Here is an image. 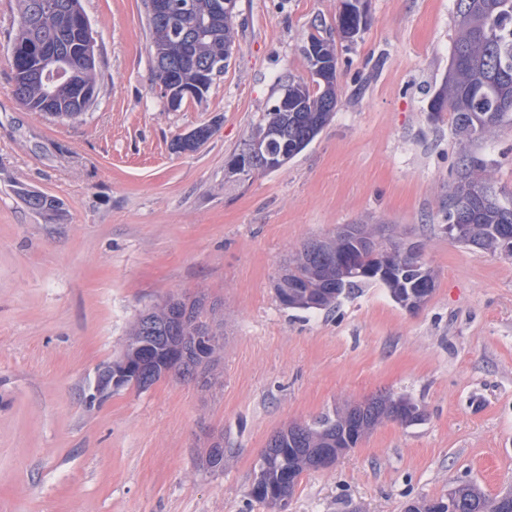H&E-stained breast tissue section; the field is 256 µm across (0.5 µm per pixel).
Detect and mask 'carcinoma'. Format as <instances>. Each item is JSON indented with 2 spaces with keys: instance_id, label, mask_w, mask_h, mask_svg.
<instances>
[{
  "instance_id": "1",
  "label": "carcinoma",
  "mask_w": 512,
  "mask_h": 512,
  "mask_svg": "<svg viewBox=\"0 0 512 512\" xmlns=\"http://www.w3.org/2000/svg\"><path fill=\"white\" fill-rule=\"evenodd\" d=\"M39 0H19L20 15L12 46L21 53L13 64L11 93L33 112L57 119L71 118L88 110L98 97L99 79L95 48L82 45L71 21L83 13L80 0H56L58 8L40 13L35 27L26 24L25 16L35 9ZM458 35L455 39L451 66L442 87L429 105L430 117L442 119L448 112L452 129L462 143L482 141L499 127L512 122V0H455ZM323 25L314 26L308 41L317 47L323 62L338 67L336 50L321 34ZM151 54L161 53L176 73L177 84L191 86L198 80L199 69L209 59L229 62L224 55V41L233 39V20L222 17L215 21L212 36L195 43L170 37L161 39L149 33ZM65 49L71 53L78 71L76 82L47 91L36 71L42 59L41 51ZM337 78L332 73L321 79L313 78L305 90H298L294 80L288 81V108H272L265 124L259 126L245 147L231 160L233 174L249 176L266 172L270 155L283 152L293 158L306 149L325 127L337 104ZM460 177L448 186V223L462 228L452 239L466 246L495 253L500 236L512 234V202L501 201L486 175V163L475 156L462 158ZM27 205L36 211L53 213L60 203L45 194L27 191ZM395 264L403 265L390 280H383L391 296L417 287L419 271L414 260L396 249ZM373 253L347 244L336 236L305 240L283 269L276 295L287 293L298 285L318 296L315 305L323 309L332 305L347 291L375 282L366 277L374 267ZM215 305L204 295L192 299L171 296L161 304L139 314L131 325L122 357L136 362L140 359L139 345L151 334L152 366L156 376L161 373L177 380L184 372L194 369L209 377L222 346L200 354L194 348V336L208 322L216 319ZM180 345L186 359L180 364L167 360L168 346ZM422 412L397 415L388 405V397L372 398L363 404L350 406V413L324 415L304 426L292 425L274 434L261 452L254 468V479L248 490L251 500L277 512L279 502L288 500L300 476L313 469V457L320 448H334L354 431L365 436L384 420L413 423ZM224 448H207L202 456L204 470L216 474L224 471ZM405 512H512V495L489 498L473 484H459L452 495L436 499L413 501Z\"/></svg>"
}]
</instances>
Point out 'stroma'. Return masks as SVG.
Masks as SVG:
<instances>
[{"mask_svg": "<svg viewBox=\"0 0 512 512\" xmlns=\"http://www.w3.org/2000/svg\"><path fill=\"white\" fill-rule=\"evenodd\" d=\"M99 94L76 121L11 93L18 0H0V512H269L247 491L269 438L380 394L418 405L335 465L305 472L287 512H404L461 481L512 492V256L444 230L462 149L430 117L457 37L454 0H368L337 40L338 102L280 169L228 165L290 80L309 79L314 25L341 0H236L233 55L203 100L156 90L142 0H81ZM214 125L194 153L171 144ZM512 197V124L474 145ZM61 203L30 209L22 190ZM415 242L436 276L418 311L381 283L326 309L283 306L288 256L345 224ZM222 303L217 388L164 378L86 397L140 312L172 295ZM230 453L200 464L204 430Z\"/></svg>", "mask_w": 512, "mask_h": 512, "instance_id": "stroma-1", "label": "stroma"}]
</instances>
